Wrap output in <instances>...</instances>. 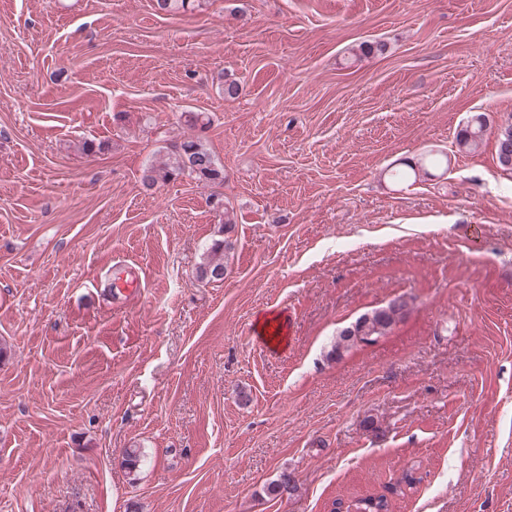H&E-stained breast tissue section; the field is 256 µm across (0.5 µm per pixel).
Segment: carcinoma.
<instances>
[{
    "label": "carcinoma",
    "instance_id": "1",
    "mask_svg": "<svg viewBox=\"0 0 512 512\" xmlns=\"http://www.w3.org/2000/svg\"><path fill=\"white\" fill-rule=\"evenodd\" d=\"M156 12L166 15L194 10L202 5V0H153ZM483 123L476 119L460 131L458 145L461 149H473L482 140ZM497 157L500 166L512 170V125L503 128L497 137ZM187 176L199 183L216 184L224 181V169L212 154L210 148L199 137H186L171 145L165 161L144 171L143 182L152 187L160 181L174 177ZM235 216L229 209H224V222L220 232L225 237L215 240L207 251L206 257L198 267V279L207 282L224 280L227 265L224 257L233 249L234 243L230 233L234 229ZM407 302L395 299L387 306L365 314L355 321L356 330L365 331L358 337L354 332L344 328L338 334L334 352L339 353L351 348L357 342L366 341V337L375 340L385 335L400 319L406 310Z\"/></svg>",
    "mask_w": 512,
    "mask_h": 512
}]
</instances>
